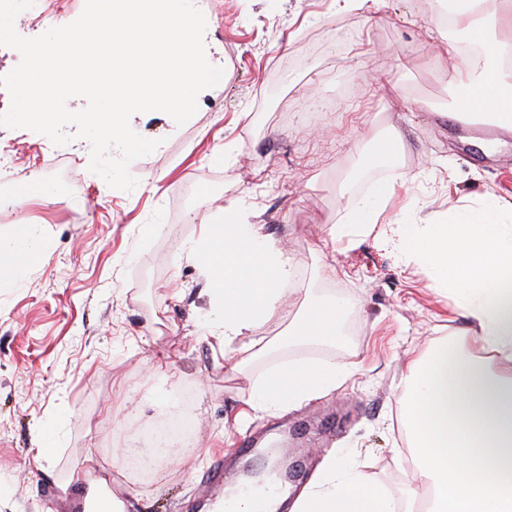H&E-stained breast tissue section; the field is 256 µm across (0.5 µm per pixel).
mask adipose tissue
<instances>
[{"label": "adipose tissue", "mask_w": 512, "mask_h": 512, "mask_svg": "<svg viewBox=\"0 0 512 512\" xmlns=\"http://www.w3.org/2000/svg\"><path fill=\"white\" fill-rule=\"evenodd\" d=\"M456 25L483 44L491 60L503 54L494 35L512 27V0H460ZM499 68L460 85L493 110L512 131V92ZM414 260L432 275L435 290L452 291L468 319L479 352L451 340L431 341L402 384L405 427L414 479L391 492L367 484L336 458L292 512H415L420 489L431 492L428 512H512V206L487 198L483 207L448 224H405ZM210 276L215 313L209 333L224 348L273 318L293 275V264L257 225L225 213L188 248ZM342 308L308 304L289 340L336 342ZM344 377L332 366L289 364L256 385L252 410L286 409L335 389Z\"/></svg>", "instance_id": "ef3b65f1"}]
</instances>
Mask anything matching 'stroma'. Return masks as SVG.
<instances>
[{
	"mask_svg": "<svg viewBox=\"0 0 512 512\" xmlns=\"http://www.w3.org/2000/svg\"><path fill=\"white\" fill-rule=\"evenodd\" d=\"M440 3L198 0L224 80L184 126L162 112L131 117L160 145L132 163L129 192L91 172L75 125L64 146L0 125V239L30 224L44 245L35 265L0 274V512H83L96 494L69 478L89 454L129 487L134 512H206L224 495L215 472L249 437L300 460L293 499L333 456L392 491L410 480L400 380L431 340L467 324L398 227L444 223L490 196L512 205V133L491 151L448 119L458 78L436 56ZM383 183L395 191L373 231L332 241ZM34 185L50 196L17 205ZM227 208L294 265L279 315L254 333L259 348L229 353L208 335L211 282L187 252L204 218ZM314 299L347 304L342 337L280 340ZM290 362L348 375L327 395L238 420L254 386ZM186 407L192 450L147 479L126 468L127 446L151 454L142 433Z\"/></svg>",
	"mask_w": 512,
	"mask_h": 512,
	"instance_id": "35a3bbf8",
	"label": "stroma"
}]
</instances>
